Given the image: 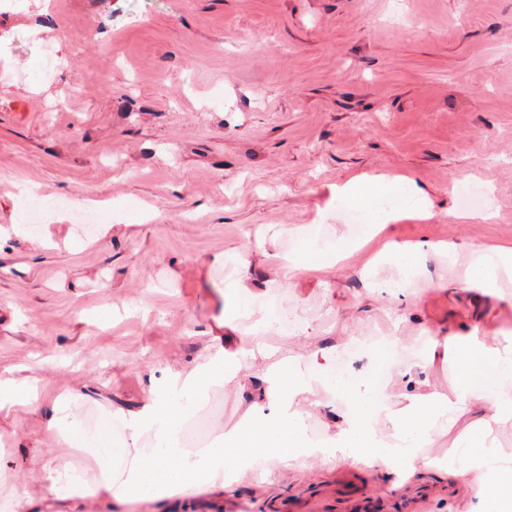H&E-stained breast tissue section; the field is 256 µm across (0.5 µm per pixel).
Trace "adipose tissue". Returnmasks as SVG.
Returning a JSON list of instances; mask_svg holds the SVG:
<instances>
[{"label": "adipose tissue", "mask_w": 512, "mask_h": 512, "mask_svg": "<svg viewBox=\"0 0 512 512\" xmlns=\"http://www.w3.org/2000/svg\"><path fill=\"white\" fill-rule=\"evenodd\" d=\"M402 185L399 177L361 175L337 186L336 197L366 206L400 192ZM405 215V210H392L365 225L359 240L343 235L332 246L333 261L339 264L364 242L383 239L382 249L365 266L371 296L390 292L394 278L409 276L418 265L420 243L388 237L390 225ZM279 235V230H265L248 242L244 253L286 261L287 276L273 281L285 291L309 272L322 270L325 262L307 252L285 258L269 252L268 241ZM432 249L461 261L451 282L460 292L499 299L503 284L512 282V251L476 245L463 250L449 242ZM231 317L251 323L236 346H218L204 363L162 369L138 409L110 410V418L128 430L118 447L107 446V429L94 435L82 430L81 395L57 396L47 416V433L69 434L89 452L80 468L64 457L45 466V495L58 512H88L93 502L162 501L188 490L230 491L272 466L308 469L316 463L370 468L385 477L436 473L468 492L466 512H487L492 503L501 512H512V452L497 444L498 433L512 429V336L473 323L430 337L424 353L393 364L388 407H374L371 385L363 378L353 389L356 409L349 412L337 401L338 385L330 377L335 346L307 337L296 343L286 335L270 343L269 335L279 334L278 320L249 305L236 307ZM291 343L297 354L290 362L280 351ZM449 363L456 367L452 393L434 385L428 393H418L423 377ZM217 388L235 392L243 409L240 421L224 429L216 447H175L181 424ZM323 407L330 410L326 433L316 441L308 436L306 421ZM453 429L460 440L449 446L444 465L433 450Z\"/></svg>", "instance_id": "adipose-tissue-1"}]
</instances>
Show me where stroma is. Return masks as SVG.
Masks as SVG:
<instances>
[{
	"mask_svg": "<svg viewBox=\"0 0 512 512\" xmlns=\"http://www.w3.org/2000/svg\"><path fill=\"white\" fill-rule=\"evenodd\" d=\"M412 178L432 213L391 227L399 241L512 248V0H5L0 5V226L19 184L80 207L98 203L106 238L65 222L55 248L0 238V376H37L41 407L0 426L17 488L44 493L43 467L84 452L48 437L54 397L78 389L85 430L140 405L148 377L212 353L225 309L243 302L235 257L273 226L334 239L348 214L411 207L406 193L356 212L337 185L359 174ZM483 189L489 219L449 222L457 190ZM371 242L282 292L251 257L250 288L289 333L415 335L394 325L359 274ZM223 265H215V257ZM411 308L432 332L482 320L512 336L504 300L448 286V261ZM215 443L242 413L219 391L198 409ZM464 512L463 493L429 480L389 489L369 470L279 469L235 493L187 494L91 512Z\"/></svg>",
	"mask_w": 512,
	"mask_h": 512,
	"instance_id": "stroma-1",
	"label": "stroma"
}]
</instances>
